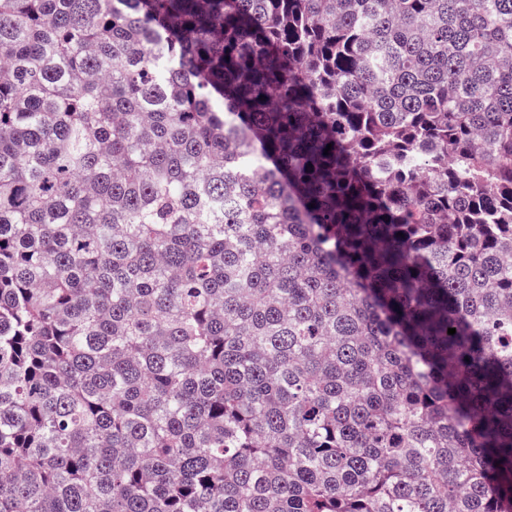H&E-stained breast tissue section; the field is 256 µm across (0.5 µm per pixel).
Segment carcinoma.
<instances>
[{
	"instance_id": "cac0c4a2",
	"label": "carcinoma",
	"mask_w": 512,
	"mask_h": 512,
	"mask_svg": "<svg viewBox=\"0 0 512 512\" xmlns=\"http://www.w3.org/2000/svg\"><path fill=\"white\" fill-rule=\"evenodd\" d=\"M0 512H512V0H0Z\"/></svg>"
}]
</instances>
